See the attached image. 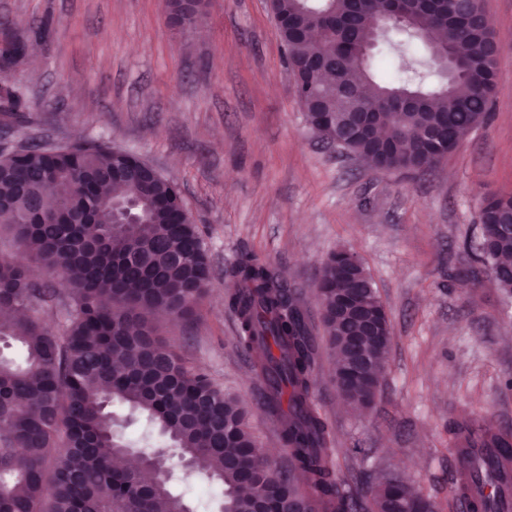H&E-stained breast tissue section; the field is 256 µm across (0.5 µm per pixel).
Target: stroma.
<instances>
[{
	"label": "stroma",
	"instance_id": "35a3bbf8",
	"mask_svg": "<svg viewBox=\"0 0 512 512\" xmlns=\"http://www.w3.org/2000/svg\"><path fill=\"white\" fill-rule=\"evenodd\" d=\"M503 50L490 121L430 172L372 170L308 128L267 0H207L173 28L165 0H0L38 59L5 75L28 100L15 140L91 139L133 151L180 186L209 253L198 318L162 333L184 362L249 409L260 445L287 466L261 384L224 295L240 252L266 261L302 299L316 337L315 280L330 251L358 254L386 304L392 341L375 404L345 407L335 356L320 348L316 398L339 450L338 477L365 489L394 471L434 512H459L450 430L478 418L512 431V299L474 265L484 193L512 194V0H483ZM194 512H220V485L174 467Z\"/></svg>",
	"mask_w": 512,
	"mask_h": 512
}]
</instances>
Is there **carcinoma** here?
I'll return each mask as SVG.
<instances>
[{"mask_svg":"<svg viewBox=\"0 0 512 512\" xmlns=\"http://www.w3.org/2000/svg\"><path fill=\"white\" fill-rule=\"evenodd\" d=\"M377 0H271L288 69L308 127L324 139L337 121L360 116L380 128L343 150L372 168L424 171L440 149L460 147L462 134L491 118L497 62L482 0L462 5L463 16L440 4L415 14L411 28L386 34L394 48L417 42L438 75L378 82L366 56ZM169 14L193 23V13L171 0ZM22 93L0 85V119L16 122ZM135 156L98 142L0 145V231L24 257L0 256V309H20L21 323L0 318V338L20 346L0 356V512H193L169 480L148 482L118 470L113 460L131 443L115 430L109 408L121 404L146 420L178 458L209 462L202 472L224 488L222 512H255V496L288 512H358L362 492L335 474L331 429L316 406L317 347L300 299L252 252L239 257L236 287L225 304L236 317L242 347L264 384L262 408L278 427L292 469L266 481L265 460L249 429L248 408L188 367L160 338L155 318L197 319L211 288V268L198 225L181 216L179 185L164 177L130 175ZM512 195L480 202L479 254L499 288L512 295ZM40 269L69 287L63 296L34 276ZM337 252L319 264L316 293L327 343L342 351L336 321ZM347 288L384 306L364 266ZM65 307L57 329L41 311ZM390 343L372 338L361 347L372 362L369 380L342 387L348 405L365 410L386 370ZM459 466L468 448H510L512 433L477 420L451 429ZM304 485L295 482V475ZM372 512H402L416 493L393 475L373 490Z\"/></svg>","mask_w":512,"mask_h":512,"instance_id":"carcinoma-1","label":"carcinoma"}]
</instances>
